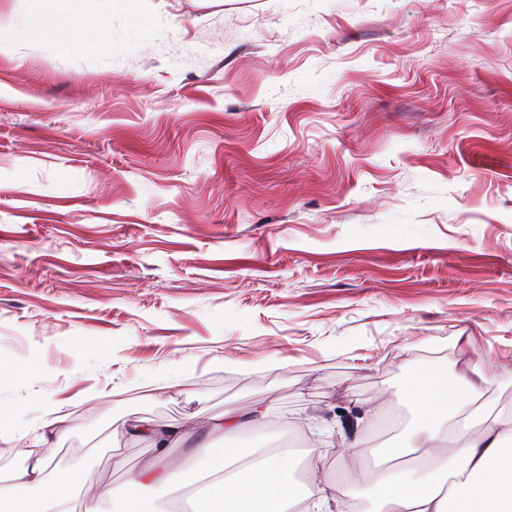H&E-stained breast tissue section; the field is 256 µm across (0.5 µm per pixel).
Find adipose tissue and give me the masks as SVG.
Instances as JSON below:
<instances>
[{"label": "adipose tissue", "instance_id": "ef3b65f1", "mask_svg": "<svg viewBox=\"0 0 512 512\" xmlns=\"http://www.w3.org/2000/svg\"><path fill=\"white\" fill-rule=\"evenodd\" d=\"M54 2L32 0L25 15L0 12V45L21 34L49 37L63 28L85 45L107 41V22L85 25V0H68L63 12ZM454 347L458 358L451 374H417L401 393L415 420L378 451L386 468L370 490L376 512H512V412L492 418L477 413L486 373L467 338L456 337ZM60 422L54 408H47L25 467L0 472V502L11 504L12 512H68L74 487L89 482L82 471L51 470ZM206 455V464L181 467L171 488L175 494L188 491L190 512H279L288 499L323 505L319 481H291L286 455L224 444L207 446ZM36 488L42 491L37 500L31 497Z\"/></svg>", "mask_w": 512, "mask_h": 512}]
</instances>
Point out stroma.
Returning a JSON list of instances; mask_svg holds the SVG:
<instances>
[{"instance_id":"stroma-1","label":"stroma","mask_w":512,"mask_h":512,"mask_svg":"<svg viewBox=\"0 0 512 512\" xmlns=\"http://www.w3.org/2000/svg\"><path fill=\"white\" fill-rule=\"evenodd\" d=\"M145 6L0 53V470L48 405L104 488L156 459L132 426L262 407L343 512L397 434L365 410L456 337L512 409V0Z\"/></svg>"}]
</instances>
